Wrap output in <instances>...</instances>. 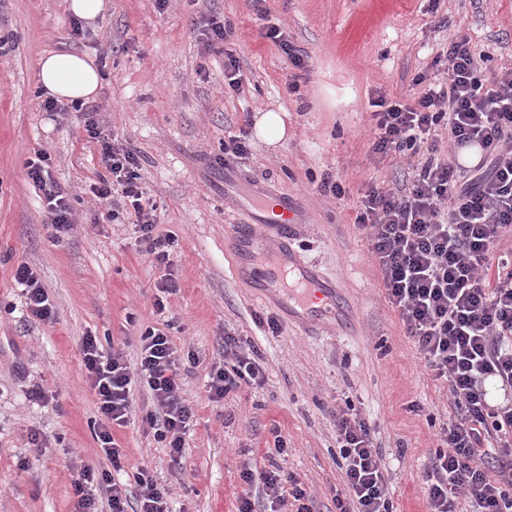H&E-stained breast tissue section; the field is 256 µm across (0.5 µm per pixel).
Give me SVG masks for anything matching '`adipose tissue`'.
<instances>
[{"instance_id":"obj_1","label":"adipose tissue","mask_w":512,"mask_h":512,"mask_svg":"<svg viewBox=\"0 0 512 512\" xmlns=\"http://www.w3.org/2000/svg\"><path fill=\"white\" fill-rule=\"evenodd\" d=\"M36 80L46 95L58 101L86 102L94 99L102 86L103 67L88 53L51 51L38 58Z\"/></svg>"}]
</instances>
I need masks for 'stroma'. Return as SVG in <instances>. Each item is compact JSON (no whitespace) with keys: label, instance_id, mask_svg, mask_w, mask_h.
Returning a JSON list of instances; mask_svg holds the SVG:
<instances>
[{"label":"stroma","instance_id":"obj_1","mask_svg":"<svg viewBox=\"0 0 512 512\" xmlns=\"http://www.w3.org/2000/svg\"><path fill=\"white\" fill-rule=\"evenodd\" d=\"M106 0L96 28L72 32L66 0H0V512H75L81 463L110 464L93 435L98 420L82 365L86 334L135 360L145 328L164 330L187 353L182 394L195 421L178 459L142 423L153 404L136 391L137 421L115 429L128 467L147 465L171 487L174 512H236L262 498V473L279 465L312 489V512H336L342 484L336 464L337 404L351 400L369 419L397 512H427L424 472L436 433L450 413L448 386L433 380L384 297L369 243L355 224L369 186L397 187L418 156L377 158L370 103L409 95L414 78L447 67L451 16L477 53L480 76L512 67V0ZM230 20L243 93L224 87V57L209 51L198 27ZM284 27L307 51L300 90L266 27ZM96 55L105 66L97 121L114 146L134 149L147 197L159 205L155 233L176 238L173 267L139 252L126 216L112 220L91 193L107 172L84 113L43 108L38 57L51 50ZM287 114L286 138L226 167L224 142L261 111ZM69 193L73 227L48 230L43 193L27 176L35 152ZM342 180L337 199L319 193L323 174ZM290 198L301 260L334 282L341 297L335 328L299 326L262 301L234 273L237 256L224 232L246 221L255 190ZM34 267L55 306L47 321L26 318L14 285L19 263ZM177 291L165 312L154 297L166 276ZM282 329L268 333L262 320ZM233 334L257 351L263 388L219 402L206 392L208 372ZM40 385L53 401L29 395ZM39 442H32V435ZM286 454L267 453L274 435ZM251 470L252 482L241 473Z\"/></svg>","mask_w":512,"mask_h":512}]
</instances>
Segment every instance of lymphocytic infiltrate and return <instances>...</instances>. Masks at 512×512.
Returning a JSON list of instances; mask_svg holds the SVG:
<instances>
[{"instance_id": "f902f5d3", "label": "lymphocytic infiltrate", "mask_w": 512, "mask_h": 512, "mask_svg": "<svg viewBox=\"0 0 512 512\" xmlns=\"http://www.w3.org/2000/svg\"><path fill=\"white\" fill-rule=\"evenodd\" d=\"M437 26L450 32L445 78L430 81L411 102L378 96L371 114V153L387 157L410 150L425 153L426 159L405 188L370 187L355 222L370 243L388 305L433 380L448 385L451 414L425 472L429 512H512V405L490 404L485 389L490 379L512 388V255L491 257L495 243L512 231V67L483 83L470 39L452 34L448 18H440ZM205 27L208 46L224 55L225 85L242 92L244 80L230 47L232 22L210 18ZM80 109L90 117L87 130L97 139L100 161L110 174L94 187L95 197L102 203L120 197L139 231L141 252L172 266L175 239L153 232L158 205L143 201L135 151L114 147L93 122L99 103ZM442 129L453 147L480 144L487 172L470 177L452 159L437 156L430 140ZM49 167L50 157L42 151L27 163L30 179L44 192L51 235L58 238L72 228L71 206ZM493 260L508 274L489 288L485 276ZM13 279L28 316L50 319L53 308L34 268L19 263ZM81 352L99 413L94 438L112 469L81 466L74 482L78 512H98L102 497L109 512H171L169 487L147 469L137 470L133 485L115 481L126 453L112 435L113 426L130 422L133 392L141 388L155 405L145 423L172 457L181 455L195 411L181 394L183 362L171 338L159 329L145 330L133 364L121 350H105L92 334L83 336ZM264 383L265 369L255 353L225 334L224 360L209 372V399L217 402ZM334 418L343 472V488L334 495L336 512H393L370 423L349 404L337 406ZM263 485L266 501L276 504L277 512H289L292 500L296 512H311V494L296 476L272 471L264 474Z\"/></svg>"}]
</instances>
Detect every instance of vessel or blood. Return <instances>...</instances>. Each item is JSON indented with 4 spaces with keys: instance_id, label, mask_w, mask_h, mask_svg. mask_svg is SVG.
<instances>
[{
    "instance_id": "vessel-or-blood-1",
    "label": "vessel or blood",
    "mask_w": 512,
    "mask_h": 512,
    "mask_svg": "<svg viewBox=\"0 0 512 512\" xmlns=\"http://www.w3.org/2000/svg\"><path fill=\"white\" fill-rule=\"evenodd\" d=\"M268 221L276 230L275 238L263 237L254 223L231 225L225 235V243L238 257L237 275L253 278L263 298H287L291 316L303 324L334 318L339 310L334 286L292 258L288 241L295 218L288 204H278Z\"/></svg>"
}]
</instances>
